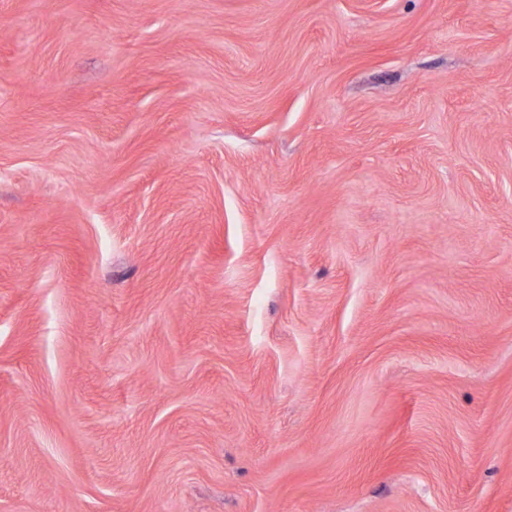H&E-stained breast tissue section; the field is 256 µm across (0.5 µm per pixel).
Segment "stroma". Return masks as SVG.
Segmentation results:
<instances>
[{"label":"stroma","instance_id":"stroma-1","mask_svg":"<svg viewBox=\"0 0 512 512\" xmlns=\"http://www.w3.org/2000/svg\"><path fill=\"white\" fill-rule=\"evenodd\" d=\"M0 512H512V0H0Z\"/></svg>","mask_w":512,"mask_h":512}]
</instances>
